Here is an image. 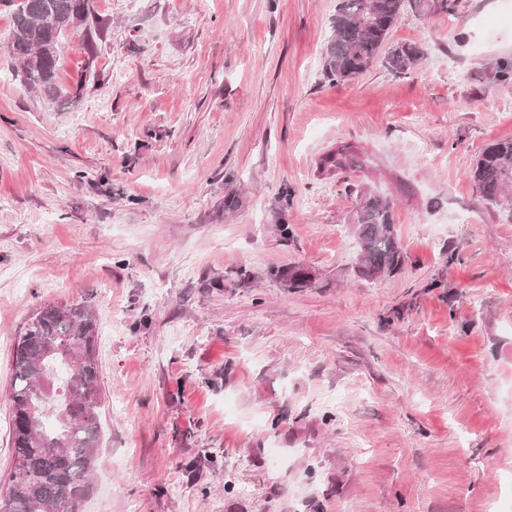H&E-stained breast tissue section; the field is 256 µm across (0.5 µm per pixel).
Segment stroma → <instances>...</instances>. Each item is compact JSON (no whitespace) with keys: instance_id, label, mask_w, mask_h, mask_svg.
I'll return each instance as SVG.
<instances>
[{"instance_id":"35a3bbf8","label":"stroma","mask_w":512,"mask_h":512,"mask_svg":"<svg viewBox=\"0 0 512 512\" xmlns=\"http://www.w3.org/2000/svg\"><path fill=\"white\" fill-rule=\"evenodd\" d=\"M338 2L93 0L59 108L0 46V479L18 330L77 301L103 424L80 512L512 505V218L470 176L512 138V22L502 0H405L411 73L334 85ZM363 190L405 254L375 280Z\"/></svg>"}]
</instances>
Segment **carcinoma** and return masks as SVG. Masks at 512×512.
<instances>
[{
  "label": "carcinoma",
  "instance_id": "carcinoma-1",
  "mask_svg": "<svg viewBox=\"0 0 512 512\" xmlns=\"http://www.w3.org/2000/svg\"><path fill=\"white\" fill-rule=\"evenodd\" d=\"M93 0H16L5 48L19 63L23 87L49 105L72 93L58 80L62 36ZM404 0H340L332 19L323 69L343 84L372 67L380 54L405 76L422 58L411 44L387 45ZM471 178L491 205L512 217V139L487 144ZM362 254L357 272L371 279L394 274L404 253L394 230L392 201L363 192L356 211ZM97 322L76 302L40 308L18 331L13 355L12 445L14 465L0 512H79L90 492L100 449V377L93 354Z\"/></svg>",
  "mask_w": 512,
  "mask_h": 512
}]
</instances>
